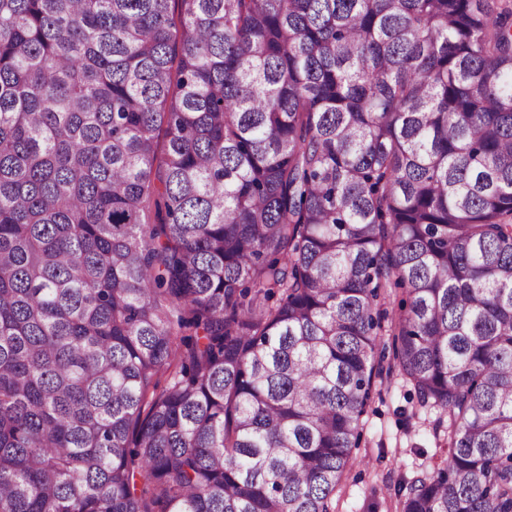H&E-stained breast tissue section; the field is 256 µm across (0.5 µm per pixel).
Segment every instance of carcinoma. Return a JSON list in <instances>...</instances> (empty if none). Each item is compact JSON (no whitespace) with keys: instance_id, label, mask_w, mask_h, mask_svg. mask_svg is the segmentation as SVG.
Instances as JSON below:
<instances>
[{"instance_id":"cac0c4a2","label":"carcinoma","mask_w":512,"mask_h":512,"mask_svg":"<svg viewBox=\"0 0 512 512\" xmlns=\"http://www.w3.org/2000/svg\"><path fill=\"white\" fill-rule=\"evenodd\" d=\"M386 334L512 512V0H0V512H335Z\"/></svg>"}]
</instances>
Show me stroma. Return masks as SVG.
<instances>
[{
    "label": "stroma",
    "mask_w": 512,
    "mask_h": 512,
    "mask_svg": "<svg viewBox=\"0 0 512 512\" xmlns=\"http://www.w3.org/2000/svg\"><path fill=\"white\" fill-rule=\"evenodd\" d=\"M447 425V414L420 408L409 384L391 372L368 413L358 462L336 493V512H397L400 480L447 458Z\"/></svg>",
    "instance_id": "35a3bbf8"
}]
</instances>
